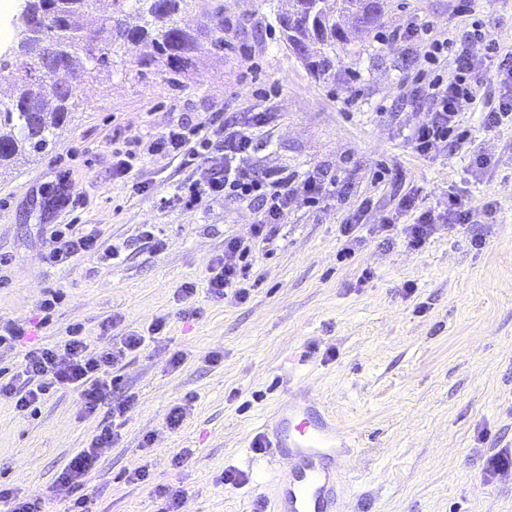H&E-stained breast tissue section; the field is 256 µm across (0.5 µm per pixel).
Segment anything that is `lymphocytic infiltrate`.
<instances>
[{
	"label": "lymphocytic infiltrate",
	"mask_w": 512,
	"mask_h": 512,
	"mask_svg": "<svg viewBox=\"0 0 512 512\" xmlns=\"http://www.w3.org/2000/svg\"><path fill=\"white\" fill-rule=\"evenodd\" d=\"M458 13L464 18V25L451 33L435 34L424 56L427 66L417 74L419 90L432 101L429 119L416 126L411 135L413 149L421 157L457 146L456 131L475 101L483 64H494L498 75L512 86V49L486 42L481 21L472 17L469 0H462ZM449 50L454 53L451 76L432 74L431 65ZM266 120V113L259 112L253 125H238L227 122L223 113L214 112L198 126L183 121L173 123L148 140L134 139L133 150L118 155L112 167L113 177L128 178L138 146L155 156L183 157L196 162L197 171L180 184L176 193L165 198V205L193 207L205 200L231 198L256 209L251 239H226L223 254L207 268L205 288L214 300L248 298L252 267L247 258L254 246L268 244L276 237L294 199L314 207L327 198L344 200L350 191L348 185L340 184L324 169L304 175L284 169L251 171L250 161L259 148L253 128L264 125ZM399 208L413 218L403 230V242L411 250L421 249L441 226L465 225L474 216L470 201L454 194L427 207L422 206L417 195L407 194L400 199ZM48 231L52 242L44 257L48 265H65L100 249L96 228L79 230L72 224H52ZM165 327V319L159 318L146 332L133 331L120 341L97 345L89 343L79 329L68 330L58 344L25 352L18 371L7 380H0V400L10 402L16 412L24 414L50 393L68 390L77 393L87 412L106 405L112 417L124 416L133 408L135 396L130 393L113 397L114 373L129 355L145 345L147 337L161 334ZM115 439L111 424L102 425L88 446L72 456L59 472L57 482L71 492L63 512H92L87 476L98 463L100 449L111 447Z\"/></svg>",
	"instance_id": "obj_1"
}]
</instances>
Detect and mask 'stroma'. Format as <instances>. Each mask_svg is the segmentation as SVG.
Here are the masks:
<instances>
[{"label":"stroma","instance_id":"35a3bbf8","mask_svg":"<svg viewBox=\"0 0 512 512\" xmlns=\"http://www.w3.org/2000/svg\"><path fill=\"white\" fill-rule=\"evenodd\" d=\"M379 28L337 50L330 76H312L284 41L268 0H199L184 20L202 15L231 29L222 55L204 56L184 84L142 76L136 47L96 68L77 92L78 108L48 147L0 175V253L10 255L0 288V318L33 324L32 341L60 342L81 325L97 341L118 339L167 321L159 339L120 369L118 392L135 408L112 420L108 407L85 412L77 395L46 396L36 414L0 403V485L39 495L45 512L69 497L56 477L98 427L119 433L88 483L93 512H156L155 486H184L181 512H254L271 499L264 454L250 443L289 390L324 404L357 440L346 457L342 512H512V474L489 478L487 458L512 448V127L489 130L483 114L505 87L487 71L453 153L423 158L411 144L428 104L407 80L423 41L392 42L407 23L457 26L459 0H386ZM487 41L512 48V0H475ZM223 111L244 123L270 112L256 129L263 150L255 169L305 173L323 168L352 187L344 201L311 207L296 201L279 235L256 249L261 279L249 298L198 295L199 314L185 318L176 291L202 282L225 239H250L257 213L233 199L192 209L161 206L192 170L179 158L142 155L132 193L112 177L113 152L127 136H149L180 119L206 121ZM487 168L471 167L473 153ZM386 171L385 181L374 182ZM67 186L77 204L48 209L47 194ZM419 190L425 202L454 192L478 208L468 227L447 228L419 250L403 246L400 197ZM372 207L359 212L363 198ZM494 215L482 214L485 203ZM360 213L359 242L341 260V226ZM397 226L383 235L386 219ZM49 224H91L102 250L51 268ZM165 240L155 250L145 227ZM372 278H365V271ZM66 298L53 322L38 328L39 302L50 288ZM185 352L179 368L173 353ZM222 355L207 362L209 352ZM192 404L183 425L168 429L169 409ZM153 446L142 451L145 436ZM186 453L183 467L173 458ZM149 464L148 484L127 481ZM229 468L245 472L242 488L218 483Z\"/></svg>","mask_w":512,"mask_h":512}]
</instances>
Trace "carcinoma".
I'll use <instances>...</instances> for the list:
<instances>
[{
    "instance_id": "1",
    "label": "carcinoma",
    "mask_w": 512,
    "mask_h": 512,
    "mask_svg": "<svg viewBox=\"0 0 512 512\" xmlns=\"http://www.w3.org/2000/svg\"><path fill=\"white\" fill-rule=\"evenodd\" d=\"M189 7V0H21L22 27L0 46V72L15 74L12 95L0 99V168L45 148L75 110L76 89L96 67L114 64L116 47L142 48L140 74L161 73L174 85L197 66L200 54L224 49V38L209 37L206 24L182 25ZM102 8L98 27L77 25V18ZM383 11L384 0H280L276 20L293 51L324 77L333 67L331 55L305 54V43L343 47L355 35L343 19L356 16L372 30Z\"/></svg>"
}]
</instances>
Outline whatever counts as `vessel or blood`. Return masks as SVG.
Wrapping results in <instances>:
<instances>
[{"label": "vessel or blood", "mask_w": 512, "mask_h": 512, "mask_svg": "<svg viewBox=\"0 0 512 512\" xmlns=\"http://www.w3.org/2000/svg\"><path fill=\"white\" fill-rule=\"evenodd\" d=\"M276 468L273 512H338L342 472L338 459L355 440L302 394L283 400L260 434Z\"/></svg>", "instance_id": "vessel-or-blood-1"}]
</instances>
